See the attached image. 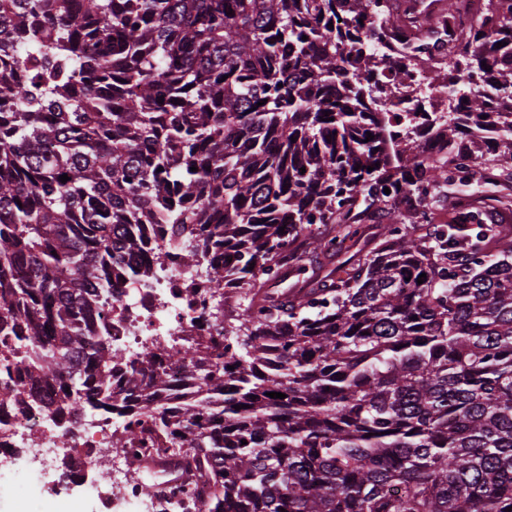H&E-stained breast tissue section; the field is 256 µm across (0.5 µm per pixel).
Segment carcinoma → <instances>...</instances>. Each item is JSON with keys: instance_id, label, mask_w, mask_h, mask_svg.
Masks as SVG:
<instances>
[{"instance_id": "obj_1", "label": "carcinoma", "mask_w": 512, "mask_h": 512, "mask_svg": "<svg viewBox=\"0 0 512 512\" xmlns=\"http://www.w3.org/2000/svg\"><path fill=\"white\" fill-rule=\"evenodd\" d=\"M380 2L0 0V341L26 352L5 393L121 413L112 349L79 316L85 295L112 298V272L145 274L126 256L167 224L197 238L186 264L224 248L210 287L247 302L224 328L234 349L174 356L189 377L210 366L171 449L203 512L512 507V224L479 196L446 224L416 212L422 189L443 203L475 167L512 191V0H486L444 62L495 145L463 144L450 112L436 155L369 119L363 57L424 39L412 13L371 21ZM168 385L150 359L127 381L146 402ZM152 422L151 440L174 437Z\"/></svg>"}]
</instances>
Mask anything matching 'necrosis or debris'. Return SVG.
<instances>
[{"label":"necrosis or debris","instance_id":"4bbe7bcc","mask_svg":"<svg viewBox=\"0 0 512 512\" xmlns=\"http://www.w3.org/2000/svg\"><path fill=\"white\" fill-rule=\"evenodd\" d=\"M385 68L401 71V82L391 98H381L378 109L401 115L407 140L429 152L440 142L417 125L411 113L417 104L432 111H455L458 92L432 80L431 71L418 61L391 54ZM148 239L132 264L148 268L139 279L113 277L112 298L88 297L84 313L97 335L110 343L112 389L128 410L122 419L83 407L60 420L40 407H22L0 393V503L22 496L35 512H197L201 500L189 480L173 475L174 458L159 452L151 481L134 477L133 464L146 458L149 440L140 447L111 457L105 476H98V461L112 446L114 433L134 425L147 426L144 403L131 400L125 381L145 353L166 360L175 380L164 393L168 413L190 401L192 381L177 374L170 353L197 344L201 337L224 333L225 315L235 305L233 295L214 293L202 267L184 265L180 246L169 237L167 225L148 224Z\"/></svg>","mask_w":512,"mask_h":512}]
</instances>
